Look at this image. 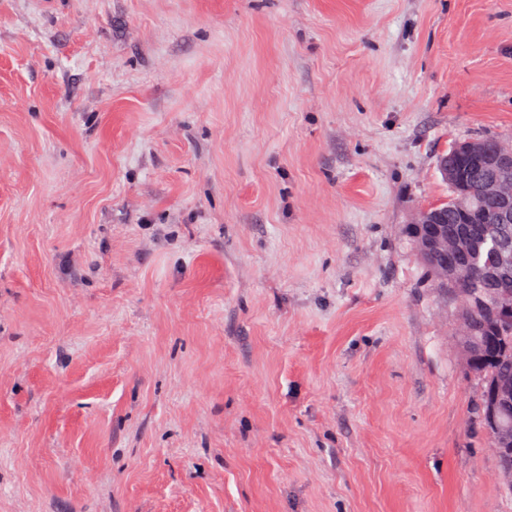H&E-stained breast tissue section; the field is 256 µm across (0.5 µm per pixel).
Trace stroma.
Listing matches in <instances>:
<instances>
[{
    "instance_id": "1",
    "label": "stroma",
    "mask_w": 512,
    "mask_h": 512,
    "mask_svg": "<svg viewBox=\"0 0 512 512\" xmlns=\"http://www.w3.org/2000/svg\"><path fill=\"white\" fill-rule=\"evenodd\" d=\"M512 145V0H0V512H512L402 227Z\"/></svg>"
}]
</instances>
